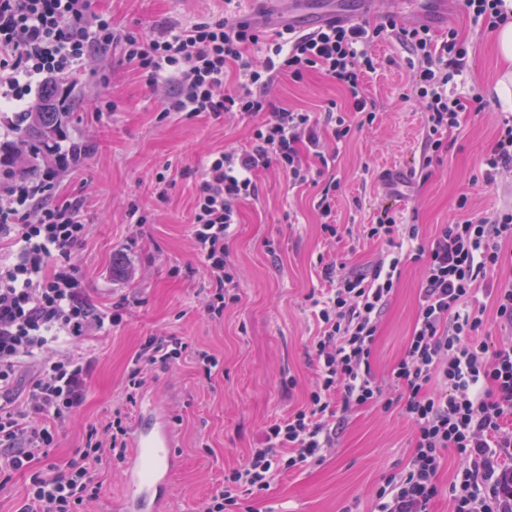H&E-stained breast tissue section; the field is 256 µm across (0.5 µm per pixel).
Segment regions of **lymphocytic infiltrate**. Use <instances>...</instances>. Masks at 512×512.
<instances>
[{
	"instance_id": "f902f5d3",
	"label": "lymphocytic infiltrate",
	"mask_w": 512,
	"mask_h": 512,
	"mask_svg": "<svg viewBox=\"0 0 512 512\" xmlns=\"http://www.w3.org/2000/svg\"><path fill=\"white\" fill-rule=\"evenodd\" d=\"M473 25L499 30L512 22V0H458ZM392 38L416 61L411 94L422 112L421 169L440 161L464 114L485 109L482 95L449 92L467 48L457 30L434 36L424 25L367 20L310 33L274 29L215 15L185 28L150 34L114 24L94 0H0V132L15 134V118L31 95L120 48L133 71L158 90L160 118L184 114L251 122L248 146L206 152L190 225L207 292L205 316L222 319L240 300L229 244L239 205L257 198L258 179L277 169L292 185L317 187L314 208L327 238L351 227L336 222L341 182L334 174L337 144L372 125L378 104L366 85L375 69L374 43ZM319 72L343 87L349 111L329 102L323 113L279 106L271 96L283 79ZM495 184L512 174V113L502 116L495 145L481 162ZM53 169L30 180L0 172V492L25 475L18 512H92L101 472L123 462L128 448L122 417L89 427L85 444L65 464L52 451L61 427L85 399L90 338L121 326L134 301L101 310L85 286L75 251L88 235L83 200H54ZM362 237L383 242L371 268L320 262L321 286L308 297L318 333L310 359L317 379L303 403L269 422L261 445L205 499L201 512H252L272 482L322 461L339 426L367 407L400 404L415 443L405 466L385 478L375 512H434L447 497L451 512H512V337L489 344L484 313L512 329V280L495 271L512 264V205L491 216L437 225L420 241L414 224L383 213L363 225ZM424 267L412 333L391 376L400 391L384 398L370 358L379 321L406 262ZM188 346L174 336H150L127 373L125 400L135 403L154 368L182 358ZM27 373L22 395L13 389ZM459 465L448 485L439 474L446 454Z\"/></svg>"
}]
</instances>
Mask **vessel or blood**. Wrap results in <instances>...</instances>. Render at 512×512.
Returning a JSON list of instances; mask_svg holds the SVG:
<instances>
[{
    "label": "vessel or blood",
    "mask_w": 512,
    "mask_h": 512,
    "mask_svg": "<svg viewBox=\"0 0 512 512\" xmlns=\"http://www.w3.org/2000/svg\"><path fill=\"white\" fill-rule=\"evenodd\" d=\"M175 443L166 406L145 399L128 435L125 490L114 512H166L172 475L180 465Z\"/></svg>",
    "instance_id": "b4317fda"
}]
</instances>
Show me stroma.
Masks as SVG:
<instances>
[{
	"instance_id": "obj_1",
	"label": "stroma",
	"mask_w": 512,
	"mask_h": 512,
	"mask_svg": "<svg viewBox=\"0 0 512 512\" xmlns=\"http://www.w3.org/2000/svg\"><path fill=\"white\" fill-rule=\"evenodd\" d=\"M98 7L111 13L115 24L156 29L241 12L238 0H99ZM448 15L449 26L469 44L455 92L494 90L501 72L492 33L471 29L453 2ZM373 52L377 71L367 86L381 114L340 149L338 223L369 224L389 208L403 223L417 225L425 240L457 215L460 197H468L472 211L484 216L512 204V178L494 186L478 178L480 161L498 132L492 105L465 115L442 164L427 180L409 182L408 172L419 167L421 114L405 97L413 80L408 54L391 38L378 42ZM69 82L74 105L60 146L82 144L87 151L59 170L56 197L88 203L89 236L76 258L92 299L108 307L134 296L140 304L114 333L88 342L94 362L87 395L53 454L57 463H65L82 447L88 425L124 409L126 369L145 337L182 338L188 352L169 368H155L142 395L167 405L178 433L181 467L168 512H197L225 471L259 447L263 427L296 408L315 381L307 346L316 325L306 297L320 285L319 256L332 254L363 269L382 245L326 239L313 206L314 189L292 187L284 174L269 170L258 180V198L241 204L229 246L241 300L225 310L223 320L208 319L197 308L203 275L189 235L194 180L183 171L197 167L206 151L246 145L251 123L204 116L159 120L157 96L113 49L97 68L78 70ZM274 96L281 106L312 112L331 101L348 104L345 91L317 72L299 82L281 81ZM108 102L115 103V111L97 116L96 107ZM168 169L179 177L161 201L154 180ZM132 200L148 216L138 231L126 215ZM422 279V264L403 266L373 347L371 370L392 398L397 391L390 372L405 352ZM198 349L218 359L212 376H204L196 363ZM413 446V428L400 407L362 410L343 427L322 463L275 480L253 502V512H343L352 502L370 512L383 479L400 471Z\"/></svg>"
}]
</instances>
